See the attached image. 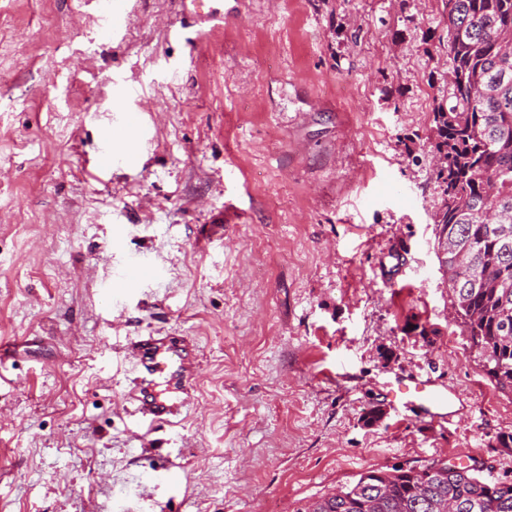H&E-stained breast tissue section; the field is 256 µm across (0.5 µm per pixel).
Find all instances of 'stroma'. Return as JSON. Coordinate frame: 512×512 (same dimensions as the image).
<instances>
[{
    "instance_id": "35a3bbf8",
    "label": "stroma",
    "mask_w": 512,
    "mask_h": 512,
    "mask_svg": "<svg viewBox=\"0 0 512 512\" xmlns=\"http://www.w3.org/2000/svg\"><path fill=\"white\" fill-rule=\"evenodd\" d=\"M0 0V512H296L371 469L512 477V392L453 307L435 214L441 0ZM131 95H122V87ZM132 164L99 173L113 113ZM157 269L121 295L132 261ZM189 336L134 439L130 337ZM445 385L451 424L390 384ZM211 2H222V0H181L183 9L198 23H214L212 28H215L224 22V12L211 6Z\"/></svg>"
}]
</instances>
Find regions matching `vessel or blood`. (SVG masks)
I'll return each instance as SVG.
<instances>
[{"instance_id": "obj_1", "label": "vessel or blood", "mask_w": 512, "mask_h": 512, "mask_svg": "<svg viewBox=\"0 0 512 512\" xmlns=\"http://www.w3.org/2000/svg\"><path fill=\"white\" fill-rule=\"evenodd\" d=\"M181 3L198 23L218 24L224 20L223 12L213 7L212 0H181ZM139 124V113H119L112 136L105 139L97 155L95 166L99 172H108L112 166L123 163L120 143L134 136ZM126 355L138 372L135 387L128 395L133 415L151 430L172 426L189 403L193 365L197 359L194 344L186 338L149 334L131 338ZM397 388L422 408L425 417L439 426L445 423L449 404L447 392L427 379L414 380L410 385L401 382Z\"/></svg>"}]
</instances>
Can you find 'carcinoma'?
Listing matches in <instances>:
<instances>
[{
	"label": "carcinoma",
	"instance_id": "cac0c4a2",
	"mask_svg": "<svg viewBox=\"0 0 512 512\" xmlns=\"http://www.w3.org/2000/svg\"><path fill=\"white\" fill-rule=\"evenodd\" d=\"M453 80L433 98L442 191L435 224L470 265L442 259L457 314L487 374L512 389V0H444ZM297 512H512V479L483 480L446 458L368 470Z\"/></svg>",
	"mask_w": 512,
	"mask_h": 512
}]
</instances>
